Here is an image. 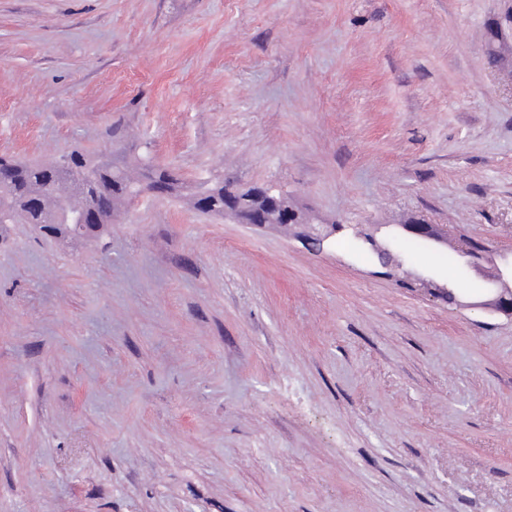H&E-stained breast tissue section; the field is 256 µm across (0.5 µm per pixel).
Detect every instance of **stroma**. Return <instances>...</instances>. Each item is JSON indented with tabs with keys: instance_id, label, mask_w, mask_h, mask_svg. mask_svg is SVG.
<instances>
[{
	"instance_id": "35a3bbf8",
	"label": "stroma",
	"mask_w": 512,
	"mask_h": 512,
	"mask_svg": "<svg viewBox=\"0 0 512 512\" xmlns=\"http://www.w3.org/2000/svg\"><path fill=\"white\" fill-rule=\"evenodd\" d=\"M179 194L95 236L0 228V512H512V0H0V155ZM288 192L323 251L189 203ZM448 228L405 250L398 226ZM475 247L481 244H472ZM466 243L458 247L457 253L465 261V264L478 271L490 285L486 293L488 298L479 302H464L457 299L454 292L448 288L446 297L450 303L459 307L481 309L489 313H499L512 318V272H508V262L499 265L488 247L478 249ZM485 264H492L493 271L489 272Z\"/></svg>"
}]
</instances>
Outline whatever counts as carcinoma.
I'll use <instances>...</instances> for the list:
<instances>
[{"label": "carcinoma", "instance_id": "obj_1", "mask_svg": "<svg viewBox=\"0 0 512 512\" xmlns=\"http://www.w3.org/2000/svg\"><path fill=\"white\" fill-rule=\"evenodd\" d=\"M173 195L179 181L166 169L141 159V178L85 151L74 150L59 161L28 162L0 156V224H41L60 234L74 224L90 232L112 221V210L134 199L145 187ZM234 187L204 183L193 196L195 209L224 215Z\"/></svg>", "mask_w": 512, "mask_h": 512}]
</instances>
